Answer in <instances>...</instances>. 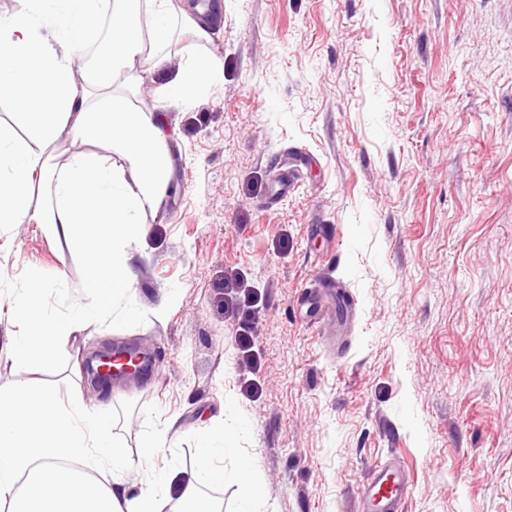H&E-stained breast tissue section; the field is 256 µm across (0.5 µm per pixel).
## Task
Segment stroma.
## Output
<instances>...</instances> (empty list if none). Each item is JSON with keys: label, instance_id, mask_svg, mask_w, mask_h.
Returning <instances> with one entry per match:
<instances>
[{"label": "stroma", "instance_id": "obj_1", "mask_svg": "<svg viewBox=\"0 0 512 512\" xmlns=\"http://www.w3.org/2000/svg\"><path fill=\"white\" fill-rule=\"evenodd\" d=\"M194 2L173 0L170 62L133 99L154 109L191 54L223 72L162 114L174 165L144 218L139 319L83 328L67 364L2 357L0 388L109 404L130 449L176 419L160 467L231 411L248 428L224 467L251 461L263 512H353L391 457L405 512H512V0H217L203 39ZM291 149L312 165L270 201ZM86 267L41 225H0V343L13 288L38 280L64 313ZM327 272L355 301L331 342L297 305ZM235 281L256 295L248 352ZM117 345L154 365L104 390L86 364Z\"/></svg>", "mask_w": 512, "mask_h": 512}]
</instances>
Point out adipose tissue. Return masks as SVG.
I'll list each match as a JSON object with an SVG mask.
<instances>
[{
    "instance_id": "1",
    "label": "adipose tissue",
    "mask_w": 512,
    "mask_h": 512,
    "mask_svg": "<svg viewBox=\"0 0 512 512\" xmlns=\"http://www.w3.org/2000/svg\"><path fill=\"white\" fill-rule=\"evenodd\" d=\"M0 17V94L22 110L30 139L18 141L0 125V224H41L69 250L87 256L81 284L88 303L66 313L49 304L38 281L13 297L17 332L0 351L22 367L67 363V339L122 303L134 320L138 304L134 269L144 258L143 218L160 210L169 190L173 158L162 117L129 105L143 81L139 59L153 68L168 57L172 0H19ZM111 6L107 58L100 68L76 72L74 64ZM220 73L216 61L197 56L161 87L160 103L188 104ZM86 143L61 168L47 150L62 134ZM109 146V155L93 152ZM49 203L39 206V188ZM173 421L149 425L137 453L117 439L105 407L64 404L54 392L30 385L0 391V505L10 512H217L202 488L223 484L225 456L235 454L243 423L219 424L200 434L189 477L172 493L181 468H159Z\"/></svg>"
}]
</instances>
